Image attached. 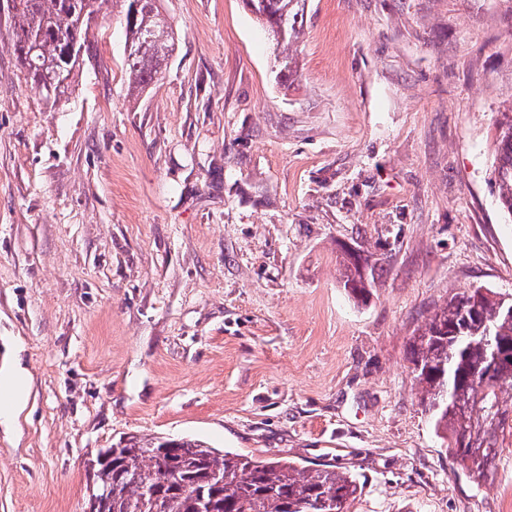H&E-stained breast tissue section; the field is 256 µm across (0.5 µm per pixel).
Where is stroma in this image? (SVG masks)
Here are the masks:
<instances>
[{"instance_id":"obj_1","label":"stroma","mask_w":512,"mask_h":512,"mask_svg":"<svg viewBox=\"0 0 512 512\" xmlns=\"http://www.w3.org/2000/svg\"><path fill=\"white\" fill-rule=\"evenodd\" d=\"M163 8L151 89L109 8L54 109L0 12V358L27 380L0 512H84L89 453L130 435L336 463L347 512H512V446L459 465L407 360L452 294L512 295V0H309L289 86L243 0ZM497 147L492 175L499 189L502 207L512 215V109L497 112L494 120ZM342 267L343 287L346 288L354 298L363 301L368 293V280L366 276L364 277L350 253L343 259ZM364 281H366L367 284H365Z\"/></svg>"}]
</instances>
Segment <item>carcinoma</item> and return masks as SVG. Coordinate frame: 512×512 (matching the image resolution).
I'll use <instances>...</instances> for the list:
<instances>
[{
    "mask_svg": "<svg viewBox=\"0 0 512 512\" xmlns=\"http://www.w3.org/2000/svg\"><path fill=\"white\" fill-rule=\"evenodd\" d=\"M120 7L125 30L128 89L154 84L178 38L161 0H19L11 13L13 48L21 67L54 108L68 98L89 54L82 14ZM281 48V82L295 74L288 48L299 38L307 0H243ZM497 147L492 175L502 207L512 215V109L494 120ZM342 282L354 298L367 297L366 277L352 258L342 261ZM512 297L470 288L439 307L409 345L421 402L436 433L479 477L499 457L507 424L501 394L512 373L494 362L498 341L512 342ZM94 479L107 488L97 512H346L362 492L358 478L327 463L314 468L288 460H258L219 451L197 439L127 436L93 456Z\"/></svg>",
    "mask_w": 512,
    "mask_h": 512,
    "instance_id": "carcinoma-1",
    "label": "carcinoma"
}]
</instances>
